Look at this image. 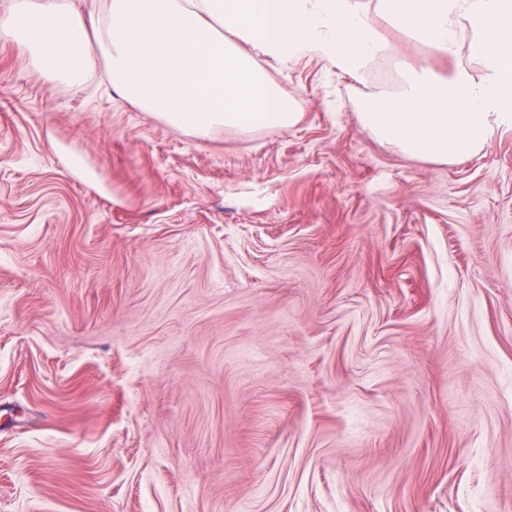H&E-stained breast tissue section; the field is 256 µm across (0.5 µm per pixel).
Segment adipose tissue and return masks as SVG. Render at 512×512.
<instances>
[{
	"instance_id": "1",
	"label": "adipose tissue",
	"mask_w": 512,
	"mask_h": 512,
	"mask_svg": "<svg viewBox=\"0 0 512 512\" xmlns=\"http://www.w3.org/2000/svg\"><path fill=\"white\" fill-rule=\"evenodd\" d=\"M385 25L452 66L406 70L398 91L361 100L358 119L381 145L448 163L512 130V0H12L0 40L60 85L104 65L124 102L205 136L299 121L254 53L358 78L384 49Z\"/></svg>"
}]
</instances>
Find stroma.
<instances>
[{"label": "stroma", "instance_id": "obj_1", "mask_svg": "<svg viewBox=\"0 0 512 512\" xmlns=\"http://www.w3.org/2000/svg\"><path fill=\"white\" fill-rule=\"evenodd\" d=\"M386 41L205 137L0 42V512H512V131L380 145L363 96L449 69Z\"/></svg>", "mask_w": 512, "mask_h": 512}]
</instances>
